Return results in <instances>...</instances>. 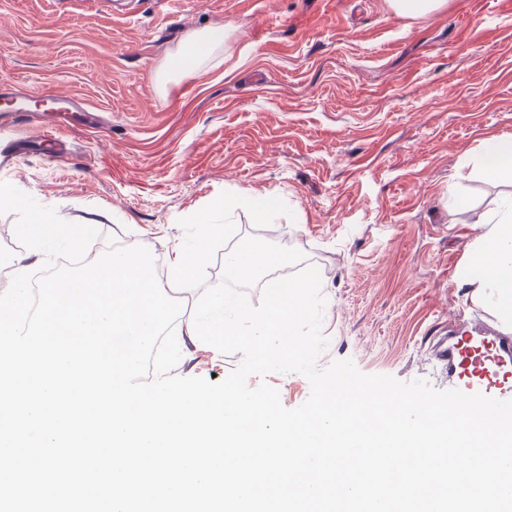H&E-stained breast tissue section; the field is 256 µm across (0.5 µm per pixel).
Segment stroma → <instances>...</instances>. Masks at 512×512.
I'll return each mask as SVG.
<instances>
[{"label": "stroma", "instance_id": "1", "mask_svg": "<svg viewBox=\"0 0 512 512\" xmlns=\"http://www.w3.org/2000/svg\"><path fill=\"white\" fill-rule=\"evenodd\" d=\"M234 28L197 71L164 83L190 34ZM82 99L86 111L44 113L13 127L21 148L0 165L10 183L109 241L146 247L169 266L179 225L230 192L280 198L290 216L255 226L236 208L234 239L206 268L214 285L236 241L299 250L274 279L314 267L328 344L318 365L349 359L369 375L444 391L430 342L457 316L490 320L460 270L477 219L512 182L482 177L486 142L512 134V0H445L422 18L389 0H0V82ZM54 124L56 142L42 140ZM16 214H0V274L35 272ZM174 331L181 377L222 381L240 362L185 328ZM284 406L309 396L297 372L251 375Z\"/></svg>", "mask_w": 512, "mask_h": 512}]
</instances>
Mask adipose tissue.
I'll list each match as a JSON object with an SVG mask.
<instances>
[{
	"instance_id": "adipose-tissue-1",
	"label": "adipose tissue",
	"mask_w": 512,
	"mask_h": 512,
	"mask_svg": "<svg viewBox=\"0 0 512 512\" xmlns=\"http://www.w3.org/2000/svg\"><path fill=\"white\" fill-rule=\"evenodd\" d=\"M227 36L224 27L192 35L168 59L164 78L195 71L224 45ZM480 222L487 230L467 259L464 278L473 287V302L512 321V195L483 213Z\"/></svg>"
}]
</instances>
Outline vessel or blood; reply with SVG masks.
Segmentation results:
<instances>
[{
    "label": "vessel or blood",
    "instance_id": "1",
    "mask_svg": "<svg viewBox=\"0 0 512 512\" xmlns=\"http://www.w3.org/2000/svg\"><path fill=\"white\" fill-rule=\"evenodd\" d=\"M23 97L13 85L0 84V128L15 126ZM41 99L54 112L82 109L74 97L50 90L42 91ZM433 358L447 372L449 388L512 400V330L483 325L450 330L434 345Z\"/></svg>",
    "mask_w": 512,
    "mask_h": 512
}]
</instances>
